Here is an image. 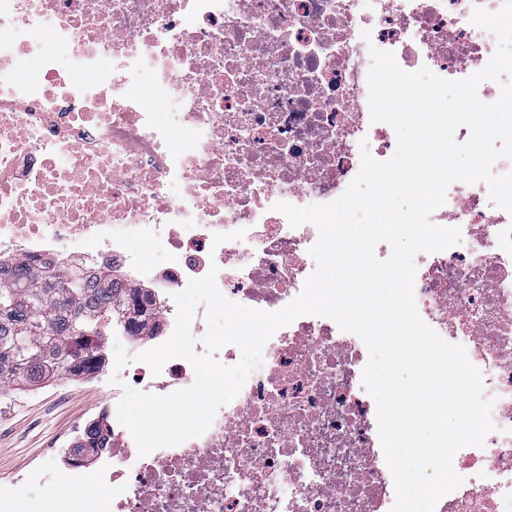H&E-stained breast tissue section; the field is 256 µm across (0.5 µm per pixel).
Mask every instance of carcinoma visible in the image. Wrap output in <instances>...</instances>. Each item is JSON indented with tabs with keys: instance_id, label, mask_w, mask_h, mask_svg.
<instances>
[{
	"instance_id": "cac0c4a2",
	"label": "carcinoma",
	"mask_w": 512,
	"mask_h": 512,
	"mask_svg": "<svg viewBox=\"0 0 512 512\" xmlns=\"http://www.w3.org/2000/svg\"><path fill=\"white\" fill-rule=\"evenodd\" d=\"M15 278L0 285V392L38 384L50 373L96 367L97 341L110 330L114 307L110 274L53 280L23 266Z\"/></svg>"
}]
</instances>
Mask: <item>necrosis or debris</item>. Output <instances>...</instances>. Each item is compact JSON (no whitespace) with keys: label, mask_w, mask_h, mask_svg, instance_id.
<instances>
[{"label":"necrosis or debris","mask_w":512,"mask_h":512,"mask_svg":"<svg viewBox=\"0 0 512 512\" xmlns=\"http://www.w3.org/2000/svg\"><path fill=\"white\" fill-rule=\"evenodd\" d=\"M504 2L0 0V273L33 260L58 278L111 269L117 298L151 304L144 326L112 327L139 352L172 335L174 294L214 265L227 299L282 309L315 269L318 230L274 204L333 201L362 150L395 152L394 129L371 119V49L467 78L497 47L472 11ZM147 73L167 111L138 96ZM430 220L462 241L415 256L416 308L482 372L495 426L455 454L463 482L435 512H512V214L484 184L457 182ZM368 359L332 319L299 317L206 432L144 457L117 420L123 385L165 396L193 384L192 365L98 367L82 380L104 389L89 422L109 446L91 465L68 448L55 462L87 488L80 512H391Z\"/></svg>","instance_id":"obj_1"}]
</instances>
